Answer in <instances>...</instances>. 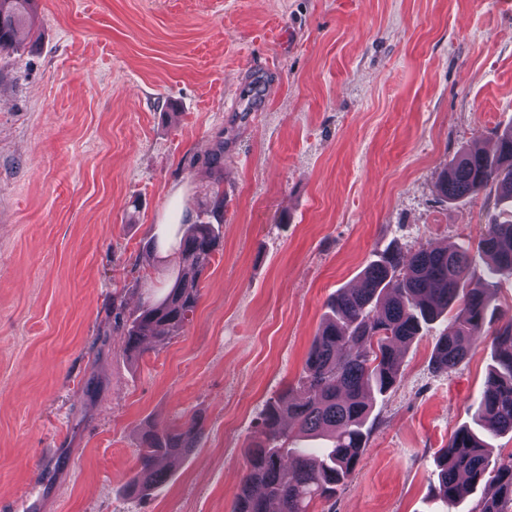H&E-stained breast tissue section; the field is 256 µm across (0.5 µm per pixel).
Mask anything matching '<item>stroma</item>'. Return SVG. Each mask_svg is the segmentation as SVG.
<instances>
[{
    "instance_id": "35a3bbf8",
    "label": "stroma",
    "mask_w": 512,
    "mask_h": 512,
    "mask_svg": "<svg viewBox=\"0 0 512 512\" xmlns=\"http://www.w3.org/2000/svg\"><path fill=\"white\" fill-rule=\"evenodd\" d=\"M0 55V512H230L267 401L299 381L338 289L376 252L477 243L493 192L444 199L462 149L512 125V0H36ZM221 152L220 164L211 155ZM223 248L178 336L132 355L108 304L161 297L213 184ZM433 324L315 512H472L436 457L495 364L438 373ZM204 436L131 494L145 429Z\"/></svg>"
}]
</instances>
